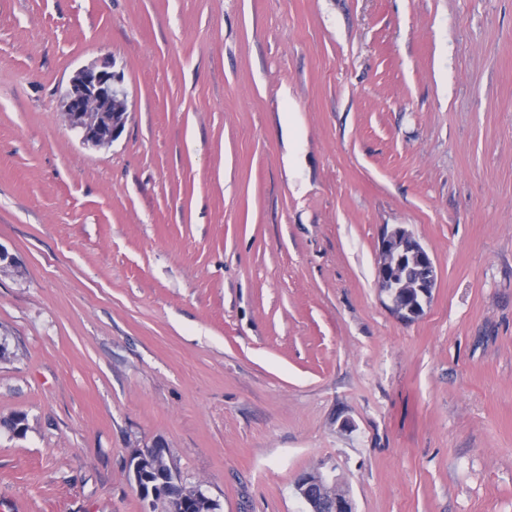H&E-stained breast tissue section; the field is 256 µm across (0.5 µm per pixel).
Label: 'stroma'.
<instances>
[{
  "instance_id": "obj_1",
  "label": "stroma",
  "mask_w": 512,
  "mask_h": 512,
  "mask_svg": "<svg viewBox=\"0 0 512 512\" xmlns=\"http://www.w3.org/2000/svg\"><path fill=\"white\" fill-rule=\"evenodd\" d=\"M109 58L129 117L61 112ZM438 281L391 315L378 241ZM5 512H512V0H0ZM352 428H345L344 420ZM62 114L70 129L88 147L112 144L128 120L127 93L122 75L109 61H94L77 71L64 92ZM378 285L386 295L387 308L403 322L423 315L436 286L435 263L415 235L402 225L386 228L379 239ZM407 266L417 268L411 280L404 274ZM139 458L127 461L128 478L144 504V512H156L162 507L164 512H191L189 501L183 496L175 495L174 487H184L182 476L171 463L164 447L155 444L151 448L138 449ZM146 457L154 460V476L141 470L140 460ZM188 508V510H187ZM320 488L327 491L328 498H321ZM294 489L305 506L303 512H357L345 486L336 477H330L319 469L300 474L295 480Z\"/></svg>"
}]
</instances>
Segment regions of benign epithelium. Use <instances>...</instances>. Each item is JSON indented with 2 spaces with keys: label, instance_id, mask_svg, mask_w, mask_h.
<instances>
[{
  "label": "benign epithelium",
  "instance_id": "benign-epithelium-1",
  "mask_svg": "<svg viewBox=\"0 0 512 512\" xmlns=\"http://www.w3.org/2000/svg\"><path fill=\"white\" fill-rule=\"evenodd\" d=\"M62 114L70 129L81 134L88 147L112 144L128 120L127 93L122 75L106 60L94 61L77 71L64 92ZM378 285L387 308L403 322L423 315L436 286L435 263L415 235L401 225L384 230L379 239ZM137 456L154 460V475L141 470L139 461L127 462L128 478L144 504V512H189V501L173 493L184 487L165 448L156 444L138 449ZM304 512H356L354 501L337 478L318 469L300 474L294 483Z\"/></svg>",
  "mask_w": 512,
  "mask_h": 512
}]
</instances>
